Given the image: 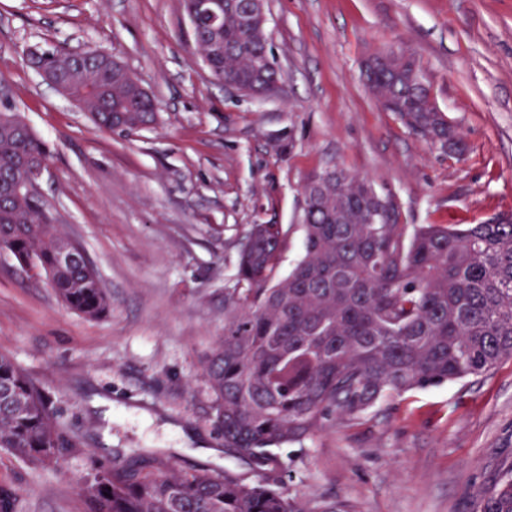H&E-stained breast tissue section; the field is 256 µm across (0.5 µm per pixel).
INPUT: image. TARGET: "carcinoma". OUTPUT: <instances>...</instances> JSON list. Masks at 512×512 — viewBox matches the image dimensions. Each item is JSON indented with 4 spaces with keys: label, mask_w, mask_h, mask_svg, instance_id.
<instances>
[{
    "label": "carcinoma",
    "mask_w": 512,
    "mask_h": 512,
    "mask_svg": "<svg viewBox=\"0 0 512 512\" xmlns=\"http://www.w3.org/2000/svg\"><path fill=\"white\" fill-rule=\"evenodd\" d=\"M210 74L247 92H269L281 73L267 26L250 0H223L217 29L194 23ZM35 66L54 70L99 128L128 137L157 122L158 103L89 56L51 51ZM364 76L382 105L431 145L462 151L436 111L430 79L405 48L371 54ZM49 160L44 141L12 106L0 108V251L34 259L68 308L104 315L109 296L96 269L54 223L45 199L12 191ZM303 253L287 276L277 268L288 231L250 226L235 283L224 296V335L203 364L224 453L255 476L183 471L151 456L108 469L92 463L78 482L90 512H307L285 483L278 447L327 420H358L381 400L481 376L512 359V216L484 224H401L396 201L342 169L303 188ZM0 449L22 461L58 464L64 442L33 380L0 354ZM476 512H512V470L480 492Z\"/></svg>",
    "instance_id": "cac0c4a2"
}]
</instances>
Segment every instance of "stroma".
I'll list each match as a JSON object with an SVG mask.
<instances>
[{
    "label": "stroma",
    "mask_w": 512,
    "mask_h": 512,
    "mask_svg": "<svg viewBox=\"0 0 512 512\" xmlns=\"http://www.w3.org/2000/svg\"><path fill=\"white\" fill-rule=\"evenodd\" d=\"M267 17L285 93L258 100L211 77L180 0H0V80L47 143L44 197L110 298L87 318L0 252V352L71 444L51 466L0 451L14 512H88L76 483L93 457L249 475L223 452L202 366L224 333L245 231L287 228V274L314 174L337 165L367 177L404 224L512 214V0H267ZM396 45L427 70L462 156L433 148L366 88L365 57ZM31 46L120 57L158 100L157 124L128 138L98 130L30 65ZM279 456L311 512L339 500L351 512H474L479 491L512 470V360L389 397Z\"/></svg>",
    "instance_id": "obj_1"
}]
</instances>
